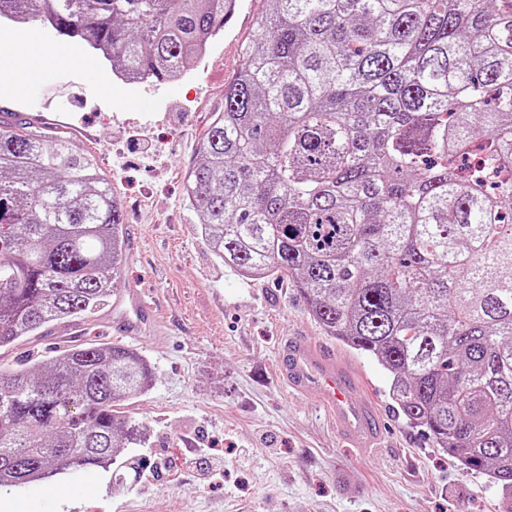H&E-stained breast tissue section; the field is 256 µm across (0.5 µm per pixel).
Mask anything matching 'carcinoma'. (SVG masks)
<instances>
[{
    "mask_svg": "<svg viewBox=\"0 0 512 512\" xmlns=\"http://www.w3.org/2000/svg\"><path fill=\"white\" fill-rule=\"evenodd\" d=\"M186 180L215 256L286 275L322 329L391 374L398 414L512 512V0H270ZM236 0H0L130 80L180 78ZM110 183L0 120V350L109 298ZM123 345L0 371V486L105 467L147 391Z\"/></svg>",
    "mask_w": 512,
    "mask_h": 512,
    "instance_id": "cac0c4a2",
    "label": "carcinoma"
}]
</instances>
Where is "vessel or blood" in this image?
<instances>
[{
  "label": "vessel or blood",
  "mask_w": 512,
  "mask_h": 512,
  "mask_svg": "<svg viewBox=\"0 0 512 512\" xmlns=\"http://www.w3.org/2000/svg\"><path fill=\"white\" fill-rule=\"evenodd\" d=\"M124 302L132 315L120 323V333L133 334L152 324L151 309L141 291L126 290ZM276 375L290 392L315 396L327 408L344 442L362 448L379 445L380 414L351 359L321 351L307 337L290 336L278 347Z\"/></svg>",
  "instance_id": "vessel-or-blood-1"
}]
</instances>
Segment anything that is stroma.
Returning a JSON list of instances; mask_svg holds the SVG:
<instances>
[{"mask_svg": "<svg viewBox=\"0 0 512 512\" xmlns=\"http://www.w3.org/2000/svg\"><path fill=\"white\" fill-rule=\"evenodd\" d=\"M270 0H239L206 61L166 83L118 81L109 64L40 24L0 26V110L27 115L59 104L56 134L81 147L109 180L125 215L127 251L104 305L0 351V368L46 362L72 342L123 343L112 328L125 289L145 290L162 317L135 342L153 368L123 415L142 425L121 459L171 462L151 483L111 470L65 468L0 491V512H499L501 487L398 415L389 373L367 353L328 336L285 276L246 280L216 259L185 201L186 175L241 51ZM40 45L32 47L28 33ZM307 336L354 360L386 416L380 447L343 443L318 402L275 375L277 348ZM195 448L224 463L223 482L199 481Z\"/></svg>", "mask_w": 512, "mask_h": 512, "instance_id": "1", "label": "stroma"}]
</instances>
